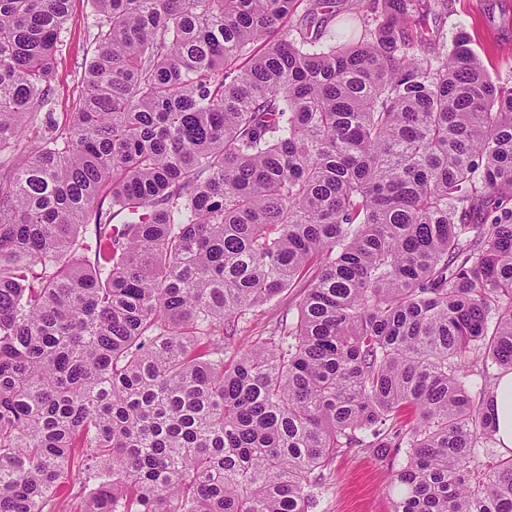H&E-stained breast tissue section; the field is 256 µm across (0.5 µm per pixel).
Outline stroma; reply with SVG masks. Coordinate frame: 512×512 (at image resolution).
I'll return each mask as SVG.
<instances>
[{
	"label": "stroma",
	"instance_id": "stroma-1",
	"mask_svg": "<svg viewBox=\"0 0 512 512\" xmlns=\"http://www.w3.org/2000/svg\"><path fill=\"white\" fill-rule=\"evenodd\" d=\"M447 3V8L439 13L414 17L413 26L427 32L440 30L447 44L452 43L458 30H466L488 73L512 86V0ZM93 23L91 0H74L62 33L64 44L54 81V112L58 119H65L67 112L73 111L82 93L81 65L93 48ZM303 292L302 284H294L248 315L236 336L231 337L228 354L270 337L282 323L296 321ZM405 462L402 453L390 463L358 450L339 455L314 488L309 512H390L387 486L391 471Z\"/></svg>",
	"mask_w": 512,
	"mask_h": 512
}]
</instances>
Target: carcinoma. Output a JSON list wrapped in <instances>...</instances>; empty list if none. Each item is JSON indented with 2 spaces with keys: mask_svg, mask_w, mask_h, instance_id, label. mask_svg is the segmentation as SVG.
<instances>
[{
  "mask_svg": "<svg viewBox=\"0 0 512 512\" xmlns=\"http://www.w3.org/2000/svg\"><path fill=\"white\" fill-rule=\"evenodd\" d=\"M0 0V512H308L329 463L407 449L391 512H512V86L420 0ZM304 7L305 23L253 51ZM297 321L224 362L311 268ZM477 375L481 383L470 376ZM91 0H75L69 19L62 33L64 41L58 56L54 85V109L58 119H65L66 112H73L82 93L81 65L90 57L95 29ZM491 372L501 375V370L490 369ZM491 409L496 422V438L498 447L504 452L512 451V371L505 372L497 382L492 394ZM497 445L495 450L501 451ZM84 475H75L64 484L63 487L54 490L52 494V509L55 512H80L85 496L82 491L85 489Z\"/></svg>",
  "mask_w": 512,
  "mask_h": 512,
  "instance_id": "carcinoma-1",
  "label": "carcinoma"
}]
</instances>
